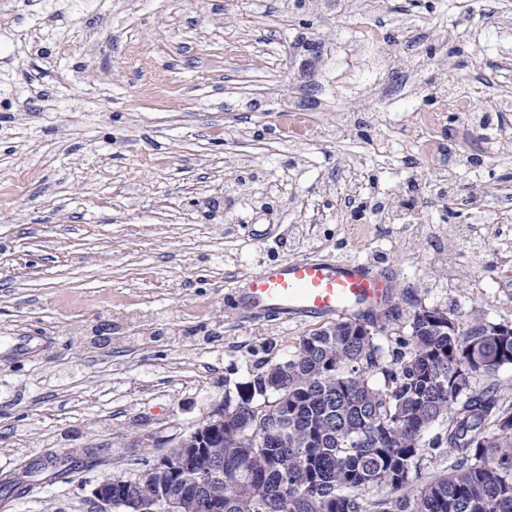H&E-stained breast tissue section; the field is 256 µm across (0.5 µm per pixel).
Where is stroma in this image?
<instances>
[{
    "label": "stroma",
    "instance_id": "obj_1",
    "mask_svg": "<svg viewBox=\"0 0 512 512\" xmlns=\"http://www.w3.org/2000/svg\"><path fill=\"white\" fill-rule=\"evenodd\" d=\"M0 0V478L74 453L67 482L0 491V512H101L95 485L144 468L224 401H238L264 361L292 355L318 319L242 320L235 291L259 265L307 256L359 260L391 273L394 348L413 315L438 307L461 321L512 322V288L491 258L512 212V132L482 167L457 169L471 208H429L412 231L350 224L344 199L403 204L413 177L440 181L376 99L385 48L324 0L279 25L284 0ZM381 31L405 30L424 73L448 33L441 77L471 110L512 92V0H391ZM296 89L330 101L319 139L292 153L267 146L281 105L243 98L266 52ZM370 114L354 129L345 107ZM386 134L388 156L369 141ZM251 209L228 185L265 194ZM234 225L226 234V225ZM480 234L464 257L463 227Z\"/></svg>",
    "mask_w": 512,
    "mask_h": 512
}]
</instances>
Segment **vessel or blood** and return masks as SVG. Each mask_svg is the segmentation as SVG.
I'll return each mask as SVG.
<instances>
[{"label": "vessel or blood", "instance_id": "vessel-or-blood-1", "mask_svg": "<svg viewBox=\"0 0 512 512\" xmlns=\"http://www.w3.org/2000/svg\"><path fill=\"white\" fill-rule=\"evenodd\" d=\"M390 277L351 260L305 257L261 266L238 288L234 303L249 319L354 318L382 309Z\"/></svg>", "mask_w": 512, "mask_h": 512}]
</instances>
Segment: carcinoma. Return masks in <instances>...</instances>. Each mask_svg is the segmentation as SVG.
Instances as JSON below:
<instances>
[{
  "mask_svg": "<svg viewBox=\"0 0 512 512\" xmlns=\"http://www.w3.org/2000/svg\"><path fill=\"white\" fill-rule=\"evenodd\" d=\"M370 335L355 318H338L300 339L282 374V390L269 396L271 414L258 421L254 437L224 440V512H512V399L501 395L492 377L512 359L491 364L478 358L496 353L484 342L481 323L459 319L429 324L413 315L410 339L390 360L376 342L375 315H365ZM381 370L384 383L371 378ZM491 378L482 389L464 393L470 376ZM440 376L448 378L442 388ZM448 418L444 444L453 451L448 470L435 474L416 495L408 488L419 471L422 433ZM213 456H193L188 476L169 487L182 499L207 478ZM69 468L30 466L23 479H4L8 491L23 492L32 482L66 481ZM138 494L148 499L157 478L134 474ZM370 486L389 493L375 500L359 495Z\"/></svg>",
  "mask_w": 512,
  "mask_h": 512,
  "instance_id": "obj_1",
  "label": "carcinoma"
}]
</instances>
